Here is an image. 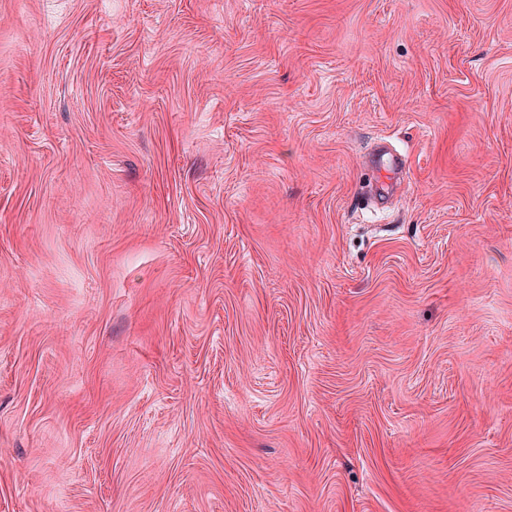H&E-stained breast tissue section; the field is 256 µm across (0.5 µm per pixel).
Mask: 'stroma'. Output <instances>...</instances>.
Instances as JSON below:
<instances>
[{"label":"stroma","mask_w":512,"mask_h":512,"mask_svg":"<svg viewBox=\"0 0 512 512\" xmlns=\"http://www.w3.org/2000/svg\"><path fill=\"white\" fill-rule=\"evenodd\" d=\"M0 512H512V0H0Z\"/></svg>","instance_id":"stroma-1"}]
</instances>
